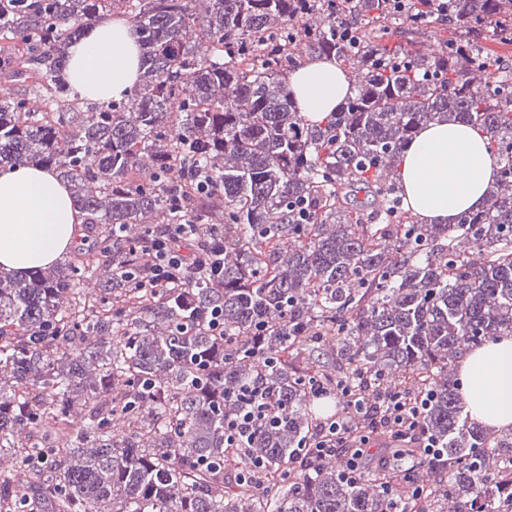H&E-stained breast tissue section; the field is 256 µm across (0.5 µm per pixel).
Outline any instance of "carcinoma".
<instances>
[{
  "label": "carcinoma",
  "mask_w": 512,
  "mask_h": 512,
  "mask_svg": "<svg viewBox=\"0 0 512 512\" xmlns=\"http://www.w3.org/2000/svg\"><path fill=\"white\" fill-rule=\"evenodd\" d=\"M0 0V174L53 170L93 238L59 267L0 270V512H397L376 475L304 454L318 422L312 387L336 381L432 400L420 421L445 464L399 449L430 485L419 512H512V437L470 421L448 377L460 350L512 335V0H450L452 37L418 49L431 19L410 5L344 0L355 46L336 40L330 0ZM123 12L141 79L106 104L62 79L85 29ZM404 44L383 43L392 26ZM359 71L336 111L306 123L285 75L296 46ZM470 124L488 137L497 183L455 224L403 208L405 148L425 126ZM206 165L221 201L224 280L81 287L106 254L132 271L127 237L171 207L180 165ZM221 312L224 335L209 325ZM280 400L252 445L224 460V420L253 383ZM496 466L490 467V456ZM261 461L276 489L240 482ZM234 469V484L224 472Z\"/></svg>",
  "instance_id": "cac0c4a2"
}]
</instances>
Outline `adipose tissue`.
I'll return each instance as SVG.
<instances>
[{"mask_svg": "<svg viewBox=\"0 0 512 512\" xmlns=\"http://www.w3.org/2000/svg\"><path fill=\"white\" fill-rule=\"evenodd\" d=\"M139 46L131 24L116 16L95 25L70 49L65 81L80 98L106 103L123 97L139 77ZM300 112L316 124L350 92L344 68L316 59L288 78ZM497 160L486 134L458 122L424 127L402 156L401 184L426 224H452L484 206ZM82 213L68 187L45 169L14 166L0 174V266L14 271L55 263L75 238ZM459 379L469 416L482 426L512 432V336L465 352Z\"/></svg>", "mask_w": 512, "mask_h": 512, "instance_id": "adipose-tissue-1", "label": "adipose tissue"}]
</instances>
